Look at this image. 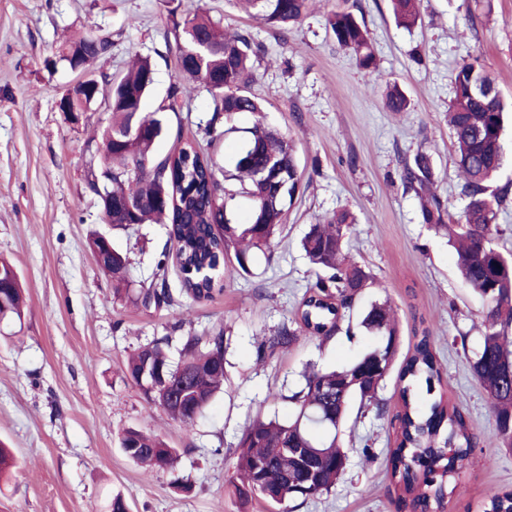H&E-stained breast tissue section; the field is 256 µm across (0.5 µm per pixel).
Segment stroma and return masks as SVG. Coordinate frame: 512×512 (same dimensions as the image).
Returning a JSON list of instances; mask_svg holds the SVG:
<instances>
[{
  "mask_svg": "<svg viewBox=\"0 0 512 512\" xmlns=\"http://www.w3.org/2000/svg\"><path fill=\"white\" fill-rule=\"evenodd\" d=\"M338 9L364 19L378 68L408 96V112L387 111L373 75L337 45L328 17ZM197 10L259 47L248 90L266 122L294 139L304 183L273 249L255 252L246 273L228 258L221 290L199 302L181 293L176 267L166 279L155 276L167 225L103 221L87 177L95 138L111 121L104 103L76 124L58 106L71 83L121 75L138 54L155 65L145 106L157 109L185 81L173 21ZM420 11L417 25L404 28L390 0H312L283 32L237 0H0V261L13 267L26 297L22 317L0 324V444L19 463L0 479V512H107L117 493L130 512H269L259 497L241 503L229 483L246 421L287 419L286 397L304 370L348 365L373 346L357 313L385 297L396 310L400 353L422 325L432 327L443 392L480 438L443 512H482L490 496L512 489V450L491 446L494 419L469 367L483 335L481 302L463 284L447 237L423 224L419 200L400 178L403 160L426 150L438 195L461 215L467 200L447 114L455 72L480 60L512 103V0H421ZM90 31L112 46L84 71L71 70L60 46ZM210 117V95L196 87L168 113L155 156L190 139L223 159L235 141L210 142L203 133ZM339 210L355 218L347 252L374 277L355 303L351 331L266 348L317 279L302 238L317 217ZM99 233L126 253L132 289L167 286L173 305L146 309L115 297L111 274L94 260ZM218 328L224 390L188 433L150 407L127 357L164 336ZM378 398L386 415L369 407L341 428L343 477L320 498L285 503L281 512H397L388 477L396 439L390 416L399 408L394 379ZM131 427L161 434L178 449L179 466L148 470L130 460L119 437Z\"/></svg>",
  "mask_w": 512,
  "mask_h": 512,
  "instance_id": "obj_1",
  "label": "stroma"
}]
</instances>
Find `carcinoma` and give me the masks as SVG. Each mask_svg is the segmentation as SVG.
<instances>
[{
  "instance_id": "cac0c4a2",
  "label": "carcinoma",
  "mask_w": 512,
  "mask_h": 512,
  "mask_svg": "<svg viewBox=\"0 0 512 512\" xmlns=\"http://www.w3.org/2000/svg\"><path fill=\"white\" fill-rule=\"evenodd\" d=\"M240 2L264 22L283 30L300 21L310 5V0ZM392 2L398 24H417L419 0ZM329 25L336 42L354 54L358 66L374 72L376 83L387 84V110L407 111L406 96L376 70L365 23L340 10L331 14ZM173 31L180 70L204 84L212 97L205 133L219 137L221 124L230 123L240 112H249L257 120L228 158L226 170L201 153L193 141L155 159L154 145L164 129V113L178 111L180 99L191 94L192 88L189 84L176 87L167 104L145 110L155 68L150 59L140 57L115 80L112 95L104 98L112 121L102 130L101 142L112 134L122 137L100 156L88 187L102 208H112L114 226L148 221L169 226L168 245L156 265V275L165 276V259L174 256L181 291L201 301L212 296L224 277L229 254H234L240 270L247 273L254 252L270 248L284 223L287 204L300 193L302 172L293 141L260 119L264 108L246 90L252 78L248 36L229 35L220 23L197 11L174 21ZM111 46L109 38L90 31L67 44L60 57L71 69H82ZM479 79L496 86L495 78L481 65H462L448 106L461 194L468 198L464 214L457 223H450V206L431 191L434 172L427 152L419 150L404 161L401 180L419 197L423 222L448 233L463 281L482 302L484 334L470 368L489 401L495 440L512 449V338L505 334V328L512 325V252L504 253L496 244V219L509 186L492 188L503 161L505 104L497 92L489 98L475 95L471 86ZM132 125L144 132L127 134ZM239 195L252 202L247 224L238 223L234 215L233 202ZM351 231V217L345 211L310 225L301 245L321 274L295 318L268 339L269 347L287 348L301 338L328 339L340 331L345 311L352 310L370 280L369 273L344 251ZM104 263L105 271L116 281V292L130 293L124 278L126 254L114 247ZM0 294L12 315L21 317L25 301L19 283L1 284ZM135 300L146 309L174 303L166 288H141L135 292ZM358 325L380 338L376 347L347 366L305 371L302 387L288 396L294 405L288 420L256 417L244 427L231 481L233 494L241 502L259 496L281 505L323 495L344 473L346 452L339 443V432L353 402H359L361 409L373 404L378 414L386 413L377 394L394 368L398 348V328L390 303L372 302L361 312ZM433 339L432 330L424 328L398 368L400 405L393 416L396 442L389 459L398 512H436L477 444L458 406L442 396L421 403L419 390L424 388L430 395L442 381ZM170 342L171 337L164 336L140 347L128 358V372L151 404L190 433L224 384V330L181 337L175 362L165 350ZM146 370L157 382H171L174 398L166 400L142 386L141 375ZM120 445L129 459L151 469H171L178 461L177 450L164 439L138 429L124 430ZM483 512H512V490L492 495Z\"/></svg>"
}]
</instances>
